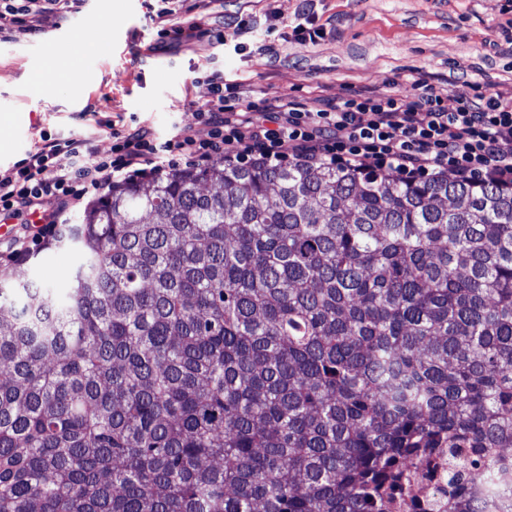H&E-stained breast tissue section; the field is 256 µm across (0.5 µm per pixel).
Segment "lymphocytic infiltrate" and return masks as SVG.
Listing matches in <instances>:
<instances>
[{
    "instance_id": "1",
    "label": "lymphocytic infiltrate",
    "mask_w": 512,
    "mask_h": 512,
    "mask_svg": "<svg viewBox=\"0 0 512 512\" xmlns=\"http://www.w3.org/2000/svg\"><path fill=\"white\" fill-rule=\"evenodd\" d=\"M215 0H169L153 18L155 50L191 47L210 25ZM83 0H0V40L43 33L45 15L60 20L79 12ZM198 116L160 141L151 127L115 133L109 154H95L89 139H48L12 168L0 170V223L19 224L0 257L22 261L86 195L115 183L162 172L168 156L205 168L218 158L239 163L260 156L271 162L329 161L356 171L427 180L453 173L512 187V97L485 92L447 107L427 83L409 94L356 91L339 103L299 101L286 94L264 109L247 103L240 83L212 73ZM52 178H45V171Z\"/></svg>"
}]
</instances>
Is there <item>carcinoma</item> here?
Wrapping results in <instances>:
<instances>
[{"instance_id": "1", "label": "carcinoma", "mask_w": 512, "mask_h": 512, "mask_svg": "<svg viewBox=\"0 0 512 512\" xmlns=\"http://www.w3.org/2000/svg\"><path fill=\"white\" fill-rule=\"evenodd\" d=\"M0 278V512H397L512 448V188L325 164L112 188Z\"/></svg>"}]
</instances>
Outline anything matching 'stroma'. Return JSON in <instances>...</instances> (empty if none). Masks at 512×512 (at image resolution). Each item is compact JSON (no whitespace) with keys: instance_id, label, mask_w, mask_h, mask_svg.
<instances>
[{"instance_id":"stroma-1","label":"stroma","mask_w":512,"mask_h":512,"mask_svg":"<svg viewBox=\"0 0 512 512\" xmlns=\"http://www.w3.org/2000/svg\"><path fill=\"white\" fill-rule=\"evenodd\" d=\"M161 0H85L80 14L86 38L112 30L111 57L70 58L56 42L65 26L51 14L36 40L0 42V169L41 145L44 138H90L109 153L112 132L136 124L168 138L175 127L195 126L207 97L211 70L242 77L254 106L282 95L337 103L356 90H379L387 80L408 87L424 80L445 105L455 107L475 86L512 92V0H313L326 33L316 42L290 39L302 0H224V20L243 19L242 50L206 36L191 48L149 53L157 39L151 17ZM59 82L35 75L45 65ZM96 116H87L88 107ZM112 128L98 127V120ZM78 261L74 247L51 238L8 265L14 277L62 288Z\"/></svg>"}]
</instances>
